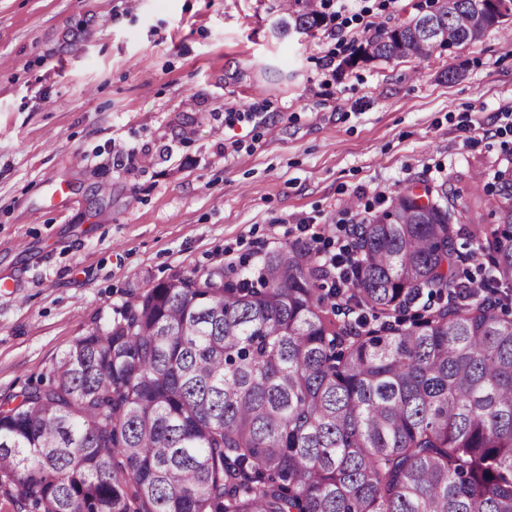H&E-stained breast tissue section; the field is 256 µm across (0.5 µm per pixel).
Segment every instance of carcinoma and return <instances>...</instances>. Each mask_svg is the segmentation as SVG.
Segmentation results:
<instances>
[{"label": "carcinoma", "instance_id": "cac0c4a2", "mask_svg": "<svg viewBox=\"0 0 512 512\" xmlns=\"http://www.w3.org/2000/svg\"><path fill=\"white\" fill-rule=\"evenodd\" d=\"M280 36L324 23L288 0ZM512 18L436 0L342 63L431 55ZM470 230L444 186L352 226L340 282L311 241L173 275L0 398V495L24 512H512V171ZM494 288L456 295L477 256ZM427 295L426 314L407 309Z\"/></svg>", "mask_w": 512, "mask_h": 512}]
</instances>
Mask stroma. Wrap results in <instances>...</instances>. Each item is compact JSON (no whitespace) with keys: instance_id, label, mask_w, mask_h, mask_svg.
I'll return each mask as SVG.
<instances>
[{"instance_id":"stroma-1","label":"stroma","mask_w":512,"mask_h":512,"mask_svg":"<svg viewBox=\"0 0 512 512\" xmlns=\"http://www.w3.org/2000/svg\"><path fill=\"white\" fill-rule=\"evenodd\" d=\"M283 4L0 0V395L130 293L297 240L333 254L350 203L418 179L491 223L473 178L512 169L502 29L343 71L432 0H346L280 37Z\"/></svg>"}]
</instances>
